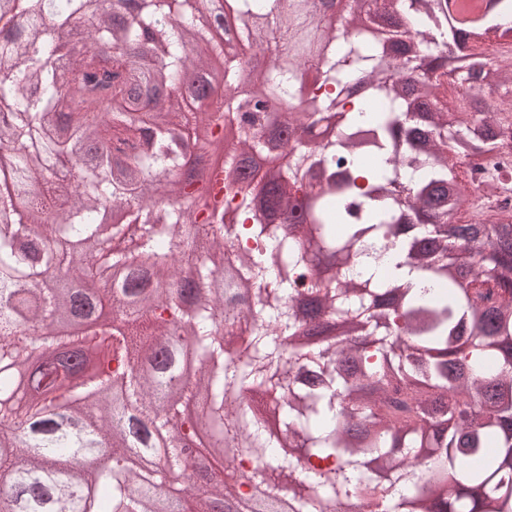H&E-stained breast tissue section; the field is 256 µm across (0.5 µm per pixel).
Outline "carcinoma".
Listing matches in <instances>:
<instances>
[{
	"instance_id": "cac0c4a2",
	"label": "carcinoma",
	"mask_w": 512,
	"mask_h": 512,
	"mask_svg": "<svg viewBox=\"0 0 512 512\" xmlns=\"http://www.w3.org/2000/svg\"><path fill=\"white\" fill-rule=\"evenodd\" d=\"M309 0H25L23 18L0 16V391L11 365L32 367L23 406L0 403V422H23L51 406L79 417L38 436L0 439V512H145L167 493L172 472L187 475L168 512L194 501L206 512L238 502L247 485L269 498L301 491L290 512H512V214L478 217L474 236L449 220L465 203L458 162L471 164L512 143V100L485 97L512 84V53L461 74L445 63L469 33H512V0L454 20L441 0H383L397 28L348 38L367 0H347L346 24L322 23ZM234 27L245 49L284 51L266 60L249 93L236 95L238 61H224V111L196 112L190 94H171L224 53L204 16ZM448 82L462 105H438ZM281 111L282 149L262 210L294 219L263 222L244 191L214 175L192 190L182 170L202 160L227 120L240 140L224 172L246 170L264 140L267 113ZM96 151L76 158L84 141ZM136 224L138 259L109 255L124 233L104 203ZM42 223L32 224V215ZM332 259L327 278L305 288L318 328L352 322L360 336L296 344L304 326L296 281L311 251ZM191 261L207 284L175 287ZM476 280L494 288L471 291ZM95 324L98 307L136 318L103 331L117 340L87 387L70 375L57 312ZM186 323L191 348L175 338ZM185 356L195 367L179 397L166 369L140 365L126 400L97 392L130 371L131 354ZM210 398L196 423L232 446L227 464L250 469L216 484L193 456L192 429L158 451L163 466L136 472L124 455L135 436L162 431L179 406ZM99 452L109 467L86 471Z\"/></svg>"
}]
</instances>
